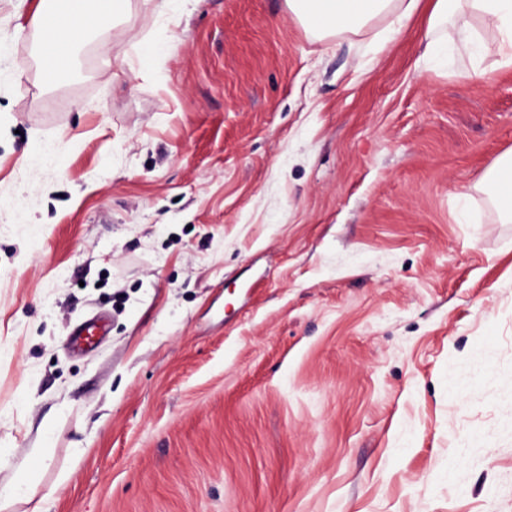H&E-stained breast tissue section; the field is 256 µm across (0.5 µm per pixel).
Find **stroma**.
I'll use <instances>...</instances> for the list:
<instances>
[{"label": "stroma", "mask_w": 512, "mask_h": 512, "mask_svg": "<svg viewBox=\"0 0 512 512\" xmlns=\"http://www.w3.org/2000/svg\"><path fill=\"white\" fill-rule=\"evenodd\" d=\"M38 2L0 0L8 512H512V68L426 63L424 12L379 49L126 0L48 86ZM499 215L512 222V151L506 153L483 178ZM34 475L31 471H22L15 475L12 482L0 489V508L2 496L5 500L19 501L33 492Z\"/></svg>", "instance_id": "35a3bbf8"}]
</instances>
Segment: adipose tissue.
Instances as JSON below:
<instances>
[{
  "label": "adipose tissue",
  "mask_w": 512,
  "mask_h": 512,
  "mask_svg": "<svg viewBox=\"0 0 512 512\" xmlns=\"http://www.w3.org/2000/svg\"><path fill=\"white\" fill-rule=\"evenodd\" d=\"M122 2L96 0L90 11L83 0H40L35 19L45 83H54L62 66L53 48H68L77 32L107 26ZM287 4L302 26L321 38L357 34L380 21L391 35L424 4L434 33L425 47L427 59H445L463 49L472 59L492 55L498 65L512 67V0H287ZM485 30L493 33V40L482 38ZM483 182L499 215L512 222V151L486 172Z\"/></svg>",
  "instance_id": "obj_1"
}]
</instances>
